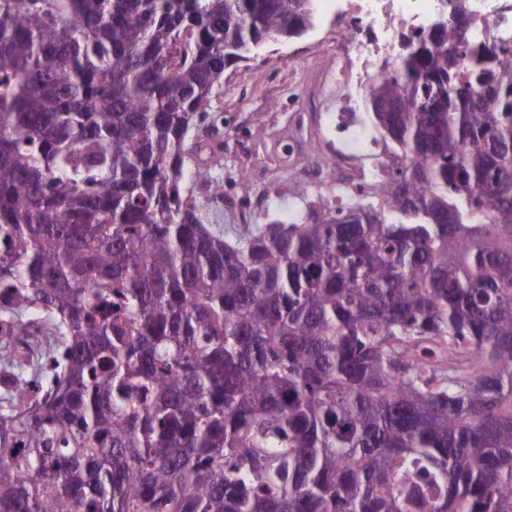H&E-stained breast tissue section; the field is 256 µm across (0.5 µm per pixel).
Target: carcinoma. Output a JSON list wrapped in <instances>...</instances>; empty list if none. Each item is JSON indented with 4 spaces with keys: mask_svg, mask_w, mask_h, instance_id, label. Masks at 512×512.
<instances>
[{
    "mask_svg": "<svg viewBox=\"0 0 512 512\" xmlns=\"http://www.w3.org/2000/svg\"><path fill=\"white\" fill-rule=\"evenodd\" d=\"M310 2L0 0V325L54 337L3 345L0 512H512L508 40L403 38L377 184L200 213L190 131ZM294 186L278 191L277 198L273 206H259L255 221L256 224H266L270 220H279L285 223L293 222L299 219V214L304 211V204L301 199L293 194ZM224 210L234 213L238 216L241 222L247 221V215L245 211L241 208L238 200L231 195L224 193ZM226 211H216L212 208L207 209V218L209 220V224H221L224 226V232H228L229 238H234L232 233V228L236 227L241 231L242 230L236 223L235 218L233 215Z\"/></svg>",
    "mask_w": 512,
    "mask_h": 512,
    "instance_id": "carcinoma-1",
    "label": "carcinoma"
}]
</instances>
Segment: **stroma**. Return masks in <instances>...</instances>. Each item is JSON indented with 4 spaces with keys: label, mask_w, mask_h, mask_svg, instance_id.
Segmentation results:
<instances>
[{
    "label": "stroma",
    "mask_w": 512,
    "mask_h": 512,
    "mask_svg": "<svg viewBox=\"0 0 512 512\" xmlns=\"http://www.w3.org/2000/svg\"><path fill=\"white\" fill-rule=\"evenodd\" d=\"M336 26L335 14L321 12L316 27L302 38L269 45L254 59L227 66L214 89L207 112L218 119L220 132L210 141L220 150L212 177L228 182L251 173L254 198L263 197L271 184L283 186L274 205L258 209L256 223L295 221L304 200L349 190L364 178L368 161L362 157L337 180L309 183L306 199L285 186L291 166L287 135L296 116L304 115L311 138L327 128L317 87L320 76L336 68Z\"/></svg>",
    "instance_id": "1"
}]
</instances>
